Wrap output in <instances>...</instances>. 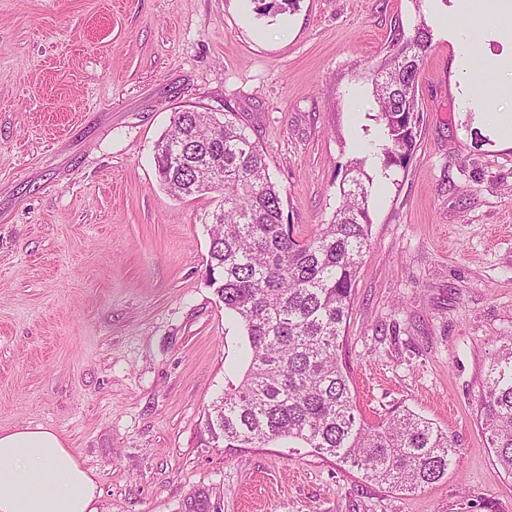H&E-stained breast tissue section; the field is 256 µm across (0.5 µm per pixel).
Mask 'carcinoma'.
Here are the masks:
<instances>
[{"instance_id": "1", "label": "carcinoma", "mask_w": 512, "mask_h": 512, "mask_svg": "<svg viewBox=\"0 0 512 512\" xmlns=\"http://www.w3.org/2000/svg\"><path fill=\"white\" fill-rule=\"evenodd\" d=\"M428 47L423 29L410 38L398 33L391 58L373 70L386 169L404 166L416 147L420 114L412 91ZM155 155L158 176L172 194L220 196L209 213V275L247 347L239 382L207 412L212 438L226 448L298 442L398 490L447 477L457 454L448 432L410 409L366 423L340 360L370 239L364 170L350 169L331 221L300 240L283 223L281 190L264 152L232 120L178 112ZM481 416L488 447L512 477V346L489 365Z\"/></svg>"}]
</instances>
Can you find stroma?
Returning a JSON list of instances; mask_svg holds the SVG:
<instances>
[{"label": "stroma", "instance_id": "1", "mask_svg": "<svg viewBox=\"0 0 512 512\" xmlns=\"http://www.w3.org/2000/svg\"><path fill=\"white\" fill-rule=\"evenodd\" d=\"M456 0H0V429H53L96 480L97 512H512L480 424L512 344V113L484 62L512 43ZM431 41L418 144L382 172L371 68L395 30ZM228 115L266 155L285 223H328L361 160L370 248L341 350L367 423L400 407L459 448L413 491L285 440L228 448L206 412L242 329L210 284L212 195L177 197L155 146L176 112Z\"/></svg>", "mask_w": 512, "mask_h": 512}]
</instances>
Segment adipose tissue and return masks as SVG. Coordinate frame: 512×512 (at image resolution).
<instances>
[{
    "label": "adipose tissue",
    "mask_w": 512,
    "mask_h": 512,
    "mask_svg": "<svg viewBox=\"0 0 512 512\" xmlns=\"http://www.w3.org/2000/svg\"><path fill=\"white\" fill-rule=\"evenodd\" d=\"M97 484L43 426L0 432V512H96Z\"/></svg>",
    "instance_id": "adipose-tissue-1"
}]
</instances>
